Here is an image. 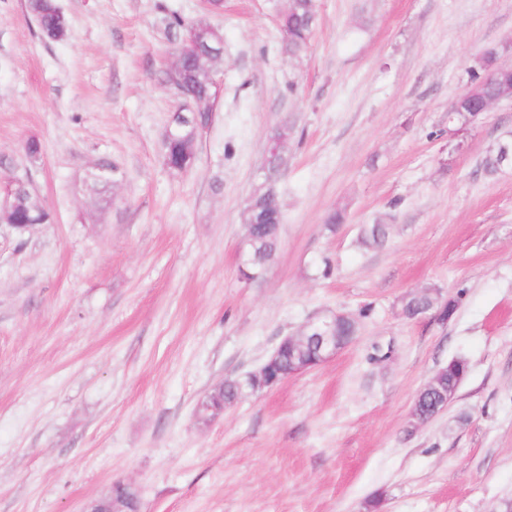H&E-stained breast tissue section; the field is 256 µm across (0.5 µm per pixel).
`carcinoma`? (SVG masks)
<instances>
[{"mask_svg":"<svg viewBox=\"0 0 512 512\" xmlns=\"http://www.w3.org/2000/svg\"><path fill=\"white\" fill-rule=\"evenodd\" d=\"M28 8L34 16L43 38L62 41L68 36L65 16L57 0H28ZM318 19L317 0H291L278 15L282 33V51L290 59L299 60L306 55ZM161 30L166 38L178 41L192 29L203 35L197 40L194 49L179 55L176 77L181 89L182 112L180 125L172 136L163 138L162 146L166 165L175 171H187L197 160V141L201 129L212 118L213 108L206 106L214 101L212 72L220 61L213 49L223 41V35L204 18L187 21L174 11H165L160 20ZM499 47L485 50L473 72L472 87L453 104L448 114V123L466 124L468 119L481 111L486 102L503 94L512 93V69L498 64ZM512 145V135L506 136L499 144L486 152L480 166L485 174L494 175L503 169L500 145ZM285 161L280 156L267 157L262 165L263 172L257 176L256 184L243 212L246 234L242 240L247 264L242 275L248 279L263 274L275 257L280 242V227L283 221V206L279 193V183ZM11 224H48L50 213L30 207L21 200L16 210L7 218ZM389 233V225L381 220L364 224L360 229V241L366 247L382 246ZM452 303L441 304L438 297L425 292L408 298L405 315L416 318L433 310L447 318L454 310ZM359 331L358 320L348 316L336 322V345L344 346ZM468 365L463 359H453L440 369V384L448 395L457 392L467 374ZM239 388L235 381L227 380L206 396L203 404L210 412L199 414L202 419L212 417L216 412L237 401Z\"/></svg>","mask_w":512,"mask_h":512,"instance_id":"carcinoma-1","label":"carcinoma"}]
</instances>
